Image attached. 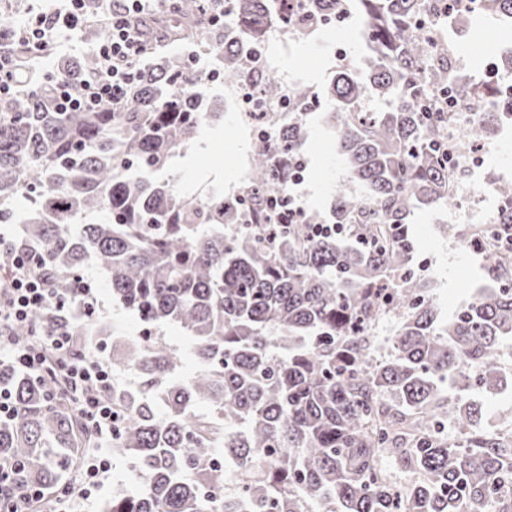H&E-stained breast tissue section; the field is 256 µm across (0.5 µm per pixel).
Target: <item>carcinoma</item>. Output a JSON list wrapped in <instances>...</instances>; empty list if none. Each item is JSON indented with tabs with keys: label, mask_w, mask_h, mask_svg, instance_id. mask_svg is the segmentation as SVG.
Wrapping results in <instances>:
<instances>
[{
	"label": "carcinoma",
	"mask_w": 512,
	"mask_h": 512,
	"mask_svg": "<svg viewBox=\"0 0 512 512\" xmlns=\"http://www.w3.org/2000/svg\"><path fill=\"white\" fill-rule=\"evenodd\" d=\"M367 48L364 76L339 70L330 87L336 102V140L351 178L378 202L341 193L330 205L336 234L309 235V225L271 224L265 200L286 182L302 126L287 124L271 142L254 143L248 196L256 229L234 228L241 213L224 196L198 204L174 190L171 148L187 145L201 119L224 113L207 97L180 90L209 80L165 58L136 62L138 78L121 109L63 112L60 79L82 92L97 66L88 54L38 69L24 46L16 91L0 105V224H15L12 200L27 197L40 217L8 245L25 244L61 287L92 260L108 274L112 298L152 324L173 322L192 340L199 370L178 373L164 342L135 350L141 383L133 393L112 385L116 412L128 417L112 454L130 458L140 485L112 495L104 512H236L213 498L231 479L247 512H512V438L492 431L482 404L460 390L512 385L501 364L512 342V185H501V206L478 241L484 276L493 283L442 317L430 279L408 275L415 252L407 219L422 204L453 202L449 187L460 153L499 121L487 112L448 143L455 112L430 87L457 99L480 100L489 85L448 79V60L424 31L423 0H357ZM200 0H181L178 35H200ZM87 30L106 33V16L88 0ZM224 29L211 41L224 76L237 77L274 26L297 23L277 0H224ZM258 91L310 107L308 87L283 90L260 73ZM387 109L359 112L366 93ZM129 162H145L140 174ZM399 317L390 353L372 355L380 315ZM75 336L109 335L104 322L71 323ZM14 414L0 420V456L17 470L0 482V498L30 485L54 487L76 467L74 449L95 437L39 384L0 366ZM207 402L211 413L196 412ZM456 438L448 440V417ZM232 469L208 464L217 453ZM389 460L416 480L395 491L383 467Z\"/></svg>",
	"instance_id": "carcinoma-1"
}]
</instances>
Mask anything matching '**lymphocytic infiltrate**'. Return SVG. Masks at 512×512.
Listing matches in <instances>:
<instances>
[{"instance_id": "obj_1", "label": "lymphocytic infiltrate", "mask_w": 512, "mask_h": 512, "mask_svg": "<svg viewBox=\"0 0 512 512\" xmlns=\"http://www.w3.org/2000/svg\"><path fill=\"white\" fill-rule=\"evenodd\" d=\"M111 15L110 27L98 50V65L85 79L80 97H73L67 82L56 84L59 106L70 110L93 111L111 104L120 110L135 74L132 64L145 51L143 20L152 10L165 8L167 0H105ZM85 0H68L65 7L37 15L23 26L0 27V102L8 99L15 87V42H25L32 53L45 50L49 41L62 31L82 28L85 23ZM0 266L8 271L7 285L0 289V332H8L6 354L0 365L22 372L36 382L48 373L59 376L57 392L66 395L73 410L100 439L115 435L119 415L106 398L112 389V366L100 352H75L73 336L65 329L36 333V318L52 311L74 310L81 317L96 319L104 311L91 281L75 277L67 287H55L41 262L24 249L0 252ZM112 469L107 457L94 459L83 478L66 484L56 500L68 512H78Z\"/></svg>"}]
</instances>
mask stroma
<instances>
[{
    "mask_svg": "<svg viewBox=\"0 0 512 512\" xmlns=\"http://www.w3.org/2000/svg\"><path fill=\"white\" fill-rule=\"evenodd\" d=\"M459 38L463 48L455 61L457 77L484 76L489 57L498 53L503 35L487 20L478 27L463 26ZM340 51L344 52L351 70L362 71L364 44L356 19H349L346 27L340 29L287 40L284 47L272 54L269 64L283 88L302 83L312 93L325 98L338 68L336 54ZM234 88V83L226 80L217 90L222 100L223 123L201 126L192 144L172 151L170 170L176 178L178 193L205 197L221 192L229 198L249 178L253 141L236 116ZM303 130L299 150L307 160V169L299 192L305 206L324 216L338 193L364 198V187L352 181L348 165L335 146L331 123L310 114ZM478 154L485 165L512 182V136L507 138L500 131H492L477 151L463 152L461 164L470 165ZM454 221L453 209L438 204L421 206L409 219L410 232L418 246L415 256L428 258V276L435 284L434 294L447 311L470 301L475 289L484 284L480 276L481 255L459 250L455 239L443 232L444 226ZM81 273L96 284L106 304L103 322L110 324L118 335H135L139 330L137 317L113 300L107 273L90 262L82 267Z\"/></svg>",
    "mask_w": 512,
    "mask_h": 512,
    "instance_id": "stroma-1",
    "label": "stroma"
}]
</instances>
